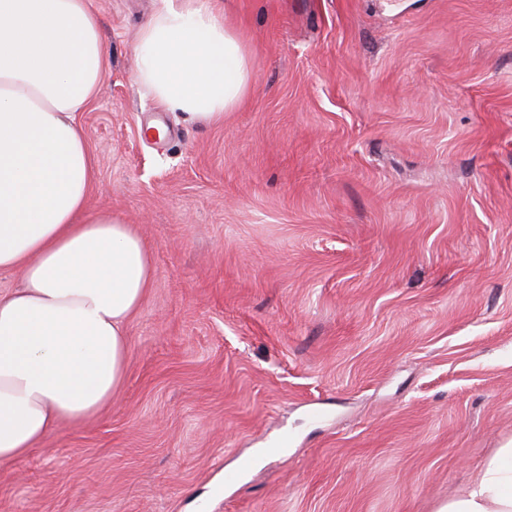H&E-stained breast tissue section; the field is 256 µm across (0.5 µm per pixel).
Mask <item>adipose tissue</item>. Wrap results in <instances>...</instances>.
Wrapping results in <instances>:
<instances>
[{
  "mask_svg": "<svg viewBox=\"0 0 512 512\" xmlns=\"http://www.w3.org/2000/svg\"><path fill=\"white\" fill-rule=\"evenodd\" d=\"M135 79L201 126L223 124L252 83L248 50L208 0H181L145 23ZM107 47L90 0H0V465L59 424L110 404L125 377L127 324L152 284L135 227L92 211L87 137ZM438 512H512V441Z\"/></svg>",
  "mask_w": 512,
  "mask_h": 512,
  "instance_id": "adipose-tissue-1",
  "label": "adipose tissue"
}]
</instances>
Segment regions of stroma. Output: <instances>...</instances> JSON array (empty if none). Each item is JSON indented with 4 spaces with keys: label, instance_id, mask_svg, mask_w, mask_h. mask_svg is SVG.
Masks as SVG:
<instances>
[{
    "label": "stroma",
    "instance_id": "obj_1",
    "mask_svg": "<svg viewBox=\"0 0 512 512\" xmlns=\"http://www.w3.org/2000/svg\"><path fill=\"white\" fill-rule=\"evenodd\" d=\"M212 4L253 80L204 127L134 80L167 0H92L88 206L152 285L0 512H437L512 440V0Z\"/></svg>",
    "mask_w": 512,
    "mask_h": 512
}]
</instances>
